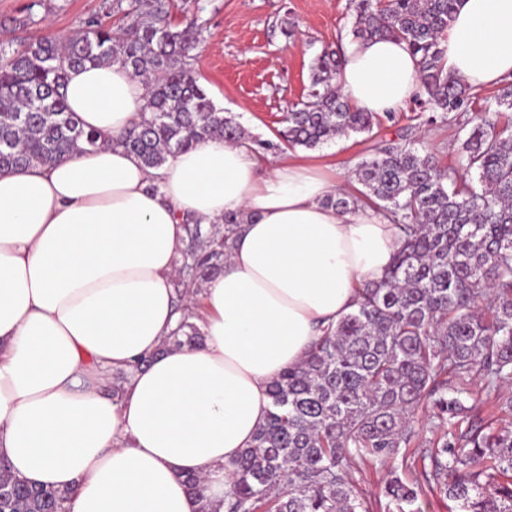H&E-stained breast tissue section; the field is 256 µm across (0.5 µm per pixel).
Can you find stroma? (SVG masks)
I'll return each instance as SVG.
<instances>
[{"label": "stroma", "instance_id": "obj_1", "mask_svg": "<svg viewBox=\"0 0 512 512\" xmlns=\"http://www.w3.org/2000/svg\"><path fill=\"white\" fill-rule=\"evenodd\" d=\"M172 24L200 19L205 38L195 69L216 105L232 115L253 141H277L288 108L304 100L310 66L324 46L350 38L354 21L350 0H172ZM92 16L115 24L112 0H0V45L43 36L67 37ZM296 24L292 35L283 20ZM415 103L398 110L394 121L372 133L340 137L316 148L281 147L310 163L335 168L347 193H357L352 175L357 162L376 146L423 141L442 167L456 166L464 130L454 124H419Z\"/></svg>", "mask_w": 512, "mask_h": 512}]
</instances>
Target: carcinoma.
<instances>
[{"mask_svg":"<svg viewBox=\"0 0 512 512\" xmlns=\"http://www.w3.org/2000/svg\"><path fill=\"white\" fill-rule=\"evenodd\" d=\"M113 0L122 22L88 18L65 39L43 37L0 47V169L52 164L97 147V137L67 110V71L119 61L147 81L146 104L119 138L148 168H159L208 137L248 140L200 83L194 51L203 27L171 23L168 0ZM457 0H356L355 40L407 43L433 113L415 119L455 122L467 130L459 169L445 170L426 147H377L354 169L363 197L338 193L324 204L342 212L359 202L397 224L403 241L379 282H365L357 308L319 337L303 363L270 386L272 411L251 447L234 462L224 512H376L352 472L384 468V493L421 512L425 490L456 502L460 512H512V430L494 432L471 414L470 400L493 402L512 419V90L469 114L468 84L448 73L441 39ZM340 52L325 47L311 65L306 100L284 116L279 137L315 148L350 134L371 133L393 114L354 110L335 86ZM238 219L203 236L186 223L182 251L185 296L224 269ZM180 325L178 345L202 336ZM431 416L432 437L420 444L418 412ZM0 512H68L66 496L14 477L0 460Z\"/></svg>","mask_w":512,"mask_h":512,"instance_id":"carcinoma-1","label":"carcinoma"}]
</instances>
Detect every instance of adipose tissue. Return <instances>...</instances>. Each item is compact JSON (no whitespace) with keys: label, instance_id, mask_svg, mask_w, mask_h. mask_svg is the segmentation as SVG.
Instances as JSON below:
<instances>
[{"label":"adipose tissue","instance_id":"adipose-tissue-1","mask_svg":"<svg viewBox=\"0 0 512 512\" xmlns=\"http://www.w3.org/2000/svg\"><path fill=\"white\" fill-rule=\"evenodd\" d=\"M442 45L473 88L512 78V0H458ZM343 54L338 84L357 111H396L420 89L404 41L351 40ZM146 94L118 62L70 70L67 108L97 147L0 171V458L67 493L69 512H222L271 383L399 246L371 208L325 206L335 176L301 161L216 137L145 167L118 139ZM228 214L240 224L224 270L190 301L204 342L165 348L184 221Z\"/></svg>","mask_w":512,"mask_h":512}]
</instances>
